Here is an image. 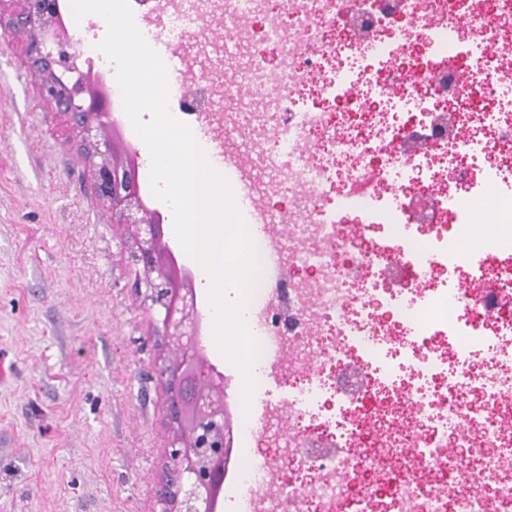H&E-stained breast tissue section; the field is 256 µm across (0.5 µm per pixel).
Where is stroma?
<instances>
[{"mask_svg":"<svg viewBox=\"0 0 512 512\" xmlns=\"http://www.w3.org/2000/svg\"><path fill=\"white\" fill-rule=\"evenodd\" d=\"M76 132L50 112L19 41L0 39V512H163L181 432L159 380L175 368L148 297L133 226L95 198ZM209 363L207 288L192 281Z\"/></svg>","mask_w":512,"mask_h":512,"instance_id":"stroma-1","label":"stroma"}]
</instances>
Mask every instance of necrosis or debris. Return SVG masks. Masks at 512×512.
<instances>
[{
    "label": "necrosis or debris",
    "mask_w": 512,
    "mask_h": 512,
    "mask_svg": "<svg viewBox=\"0 0 512 512\" xmlns=\"http://www.w3.org/2000/svg\"><path fill=\"white\" fill-rule=\"evenodd\" d=\"M221 16L244 31L224 46L223 121L288 224L287 271L260 269L267 307L247 321L257 382L269 340L285 347L288 440L270 449L242 417L241 493L286 467L263 512H512V113L472 105L512 79V0H223ZM480 42L495 67L464 79ZM212 92L200 76L169 100L194 123Z\"/></svg>",
    "instance_id": "necrosis-or-debris-1"
}]
</instances>
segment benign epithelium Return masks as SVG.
Listing matches in <instances>:
<instances>
[{"instance_id":"obj_1","label":"benign epithelium","mask_w":512,"mask_h":512,"mask_svg":"<svg viewBox=\"0 0 512 512\" xmlns=\"http://www.w3.org/2000/svg\"><path fill=\"white\" fill-rule=\"evenodd\" d=\"M14 2L17 6L11 10L0 7V32L24 43L26 66L40 98L53 112L68 117L77 130L95 197L112 210L118 223L136 227L135 261L143 266L152 303L163 309L165 336L180 354L176 369L159 372L169 393L168 414L188 431V441L169 451L173 468L162 489L167 505L163 512H215L230 429L224 410V374L205 361L195 298L181 294L177 275L151 278L173 261L172 251L162 242V215L145 205L138 174L119 158L106 135L112 116L106 108L110 93L103 80L91 81V68L79 67L58 0Z\"/></svg>"}]
</instances>
